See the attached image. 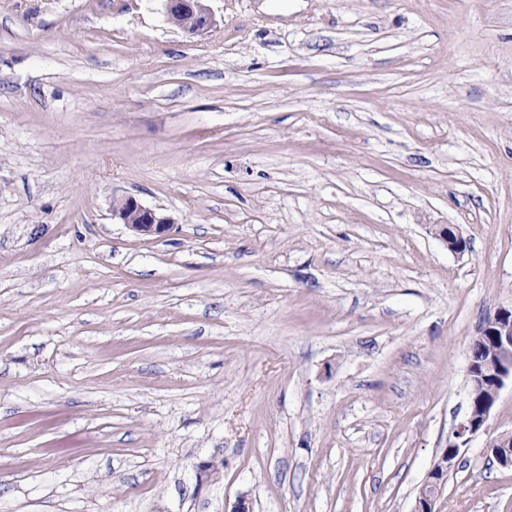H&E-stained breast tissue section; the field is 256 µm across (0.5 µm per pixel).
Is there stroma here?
I'll return each instance as SVG.
<instances>
[{
    "mask_svg": "<svg viewBox=\"0 0 512 512\" xmlns=\"http://www.w3.org/2000/svg\"><path fill=\"white\" fill-rule=\"evenodd\" d=\"M209 5L0 0V512H412L512 307V0ZM208 0H162L169 23L176 16L183 18V28L188 34H197L210 29L215 18L205 2ZM112 216L140 234H158L173 224V218L148 207L133 196H127L113 207Z\"/></svg>",
    "mask_w": 512,
    "mask_h": 512,
    "instance_id": "stroma-1",
    "label": "stroma"
}]
</instances>
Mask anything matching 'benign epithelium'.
Returning <instances> with one entry per match:
<instances>
[{
    "mask_svg": "<svg viewBox=\"0 0 512 512\" xmlns=\"http://www.w3.org/2000/svg\"><path fill=\"white\" fill-rule=\"evenodd\" d=\"M168 22L174 18H183V30L191 35L210 29L215 18L207 0H162ZM112 216L131 230L140 234H158L164 232L173 223V218L148 207L133 196H127L113 207ZM438 236L449 250L457 255L465 252L463 238L452 228L443 226L437 229ZM494 318L499 320L498 328L492 332L494 359L489 361L485 370L476 372L467 370L468 396L471 404H480L483 409L482 420H476L467 414L464 421L454 431L456 442L445 450L434 464L428 479L420 488L413 512H435L433 505L439 495L445 474L454 467L460 457V448L468 441L485 431L493 403L485 398L487 381L496 384L495 392H500L507 381H512V310L500 309ZM489 451L497 463L512 468V433H505L490 443Z\"/></svg>",
    "mask_w": 512,
    "mask_h": 512,
    "instance_id": "obj_1",
    "label": "benign epithelium"
}]
</instances>
